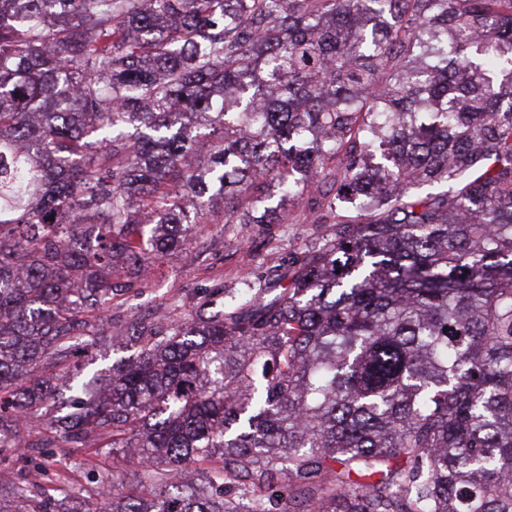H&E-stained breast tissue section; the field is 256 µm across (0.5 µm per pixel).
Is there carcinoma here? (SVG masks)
<instances>
[{"label":"carcinoma","mask_w":512,"mask_h":512,"mask_svg":"<svg viewBox=\"0 0 512 512\" xmlns=\"http://www.w3.org/2000/svg\"><path fill=\"white\" fill-rule=\"evenodd\" d=\"M303 199L288 276L71 376L112 266ZM2 448L0 512H512V0H0Z\"/></svg>","instance_id":"1"}]
</instances>
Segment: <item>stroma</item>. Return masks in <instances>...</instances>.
<instances>
[{
	"label": "stroma",
	"mask_w": 512,
	"mask_h": 512,
	"mask_svg": "<svg viewBox=\"0 0 512 512\" xmlns=\"http://www.w3.org/2000/svg\"><path fill=\"white\" fill-rule=\"evenodd\" d=\"M308 215L299 205L284 224H228L223 215L210 217L189 235L188 255L166 256L146 279L113 300V325L134 316L151 319L158 306L188 302L204 288L230 291L259 284L281 268L289 252L329 232V225L311 223Z\"/></svg>",
	"instance_id": "stroma-1"
}]
</instances>
